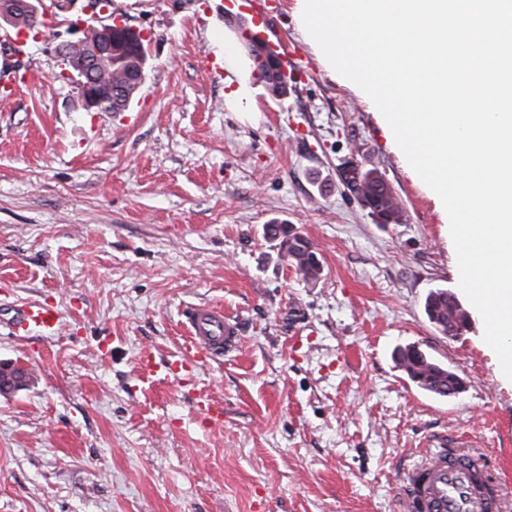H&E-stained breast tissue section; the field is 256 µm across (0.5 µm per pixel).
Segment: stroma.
<instances>
[{"label": "stroma", "instance_id": "1", "mask_svg": "<svg viewBox=\"0 0 512 512\" xmlns=\"http://www.w3.org/2000/svg\"><path fill=\"white\" fill-rule=\"evenodd\" d=\"M267 2L260 32L299 68L282 100L225 24L255 19L249 0H115L95 16L87 0H39L40 29L0 25V361L30 378L0 395V512H400L403 469L443 434L512 495V386L480 319L451 337L424 309L431 290L463 295L448 217L321 62L295 0ZM97 20L147 39L123 112L86 110L57 65ZM350 164L385 176L402 223L373 221ZM274 221L313 243L317 282L264 237ZM26 302L56 305L62 332L16 330ZM203 304L241 340L198 363L182 312ZM407 344L462 390H420L393 359ZM146 358L194 372L148 385Z\"/></svg>", "mask_w": 512, "mask_h": 512}]
</instances>
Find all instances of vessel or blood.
Here are the masks:
<instances>
[{
	"instance_id": "1",
	"label": "vessel or blood",
	"mask_w": 512,
	"mask_h": 512,
	"mask_svg": "<svg viewBox=\"0 0 512 512\" xmlns=\"http://www.w3.org/2000/svg\"><path fill=\"white\" fill-rule=\"evenodd\" d=\"M184 317L197 355L217 360L237 347L239 329L222 307L190 306ZM60 322L57 307L40 302L22 307L15 319L17 328L33 327L46 336L55 335ZM459 444L456 436L428 441L424 463L408 469L402 479L405 512H502L499 483L489 477L482 458L456 456Z\"/></svg>"
}]
</instances>
